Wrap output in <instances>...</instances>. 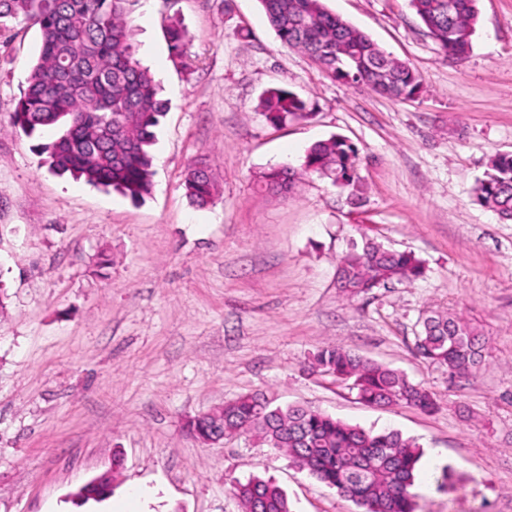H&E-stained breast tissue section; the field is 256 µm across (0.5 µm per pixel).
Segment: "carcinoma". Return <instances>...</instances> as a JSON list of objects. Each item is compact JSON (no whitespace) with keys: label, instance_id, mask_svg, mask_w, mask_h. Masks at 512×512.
<instances>
[{"label":"carcinoma","instance_id":"obj_1","mask_svg":"<svg viewBox=\"0 0 512 512\" xmlns=\"http://www.w3.org/2000/svg\"><path fill=\"white\" fill-rule=\"evenodd\" d=\"M127 0H0V28L10 22L39 26L41 46L26 88L11 116L28 137L59 129L55 140L37 146L42 163L56 174H70L93 186L110 187L136 201L153 184L151 147L159 117L168 103L159 96L149 69L132 50ZM477 0H410L441 51L465 56L478 19ZM280 41L298 48L329 75L396 98H411L421 77L408 64L382 51L366 34L330 13L322 0H261ZM174 56L185 62L188 35L173 23L167 32ZM277 126L310 117L305 101L285 89H271L261 100ZM358 151L333 136L313 144L300 170L282 166L263 173L266 190L288 195L299 173L317 175L351 188L357 201ZM185 187L192 203L213 202L212 174L194 166ZM477 201L512 221V154H497L474 189ZM420 259L394 252L366 238L339 260L336 280L349 296L411 281L423 274ZM415 354L448 369L454 380L484 360L485 340L476 327L448 313L428 312L415 336ZM312 368L351 383L359 402L369 406L405 404L432 414L433 395L402 372L364 359L340 346L314 354ZM227 433H251L363 512H415L412 488L423 451L401 433L348 424L308 406L274 407L259 393L242 395L224 408ZM244 512H291L287 494L253 477L234 489Z\"/></svg>","mask_w":512,"mask_h":512}]
</instances>
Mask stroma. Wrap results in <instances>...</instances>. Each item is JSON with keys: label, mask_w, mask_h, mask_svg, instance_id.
Masks as SVG:
<instances>
[{"label": "stroma", "mask_w": 512, "mask_h": 512, "mask_svg": "<svg viewBox=\"0 0 512 512\" xmlns=\"http://www.w3.org/2000/svg\"><path fill=\"white\" fill-rule=\"evenodd\" d=\"M422 77L396 100L325 73L283 46L260 0H128L136 56L168 110L148 195H122L41 166L42 138L11 115L39 55L38 26L0 29V512H241L236 485L273 480L292 512H360L249 434L206 446L194 418L238 397L306 404L423 450L417 512H512V222L476 201L488 159L512 154V0H479L469 53L440 51L409 0H323ZM190 37L176 64L167 29ZM303 98L309 119L272 126L264 91ZM357 147L361 201L306 176L288 197L260 173L299 166L314 143ZM215 182L191 205L189 169ZM369 237L423 260V276L347 298L336 262ZM454 312L487 341L452 381L413 354L422 313ZM338 345L430 390L434 414L370 407L311 369ZM450 466L457 483L440 488ZM111 474L103 502L77 490Z\"/></svg>", "instance_id": "1"}]
</instances>
